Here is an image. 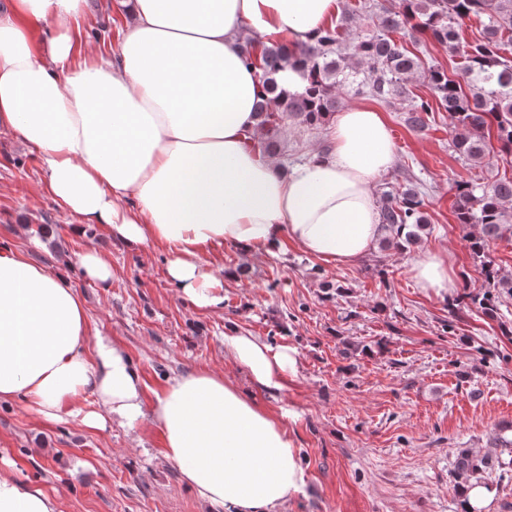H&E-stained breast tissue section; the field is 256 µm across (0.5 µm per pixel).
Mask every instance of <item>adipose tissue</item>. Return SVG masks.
Masks as SVG:
<instances>
[{
	"label": "adipose tissue",
	"instance_id": "ef3b65f1",
	"mask_svg": "<svg viewBox=\"0 0 512 512\" xmlns=\"http://www.w3.org/2000/svg\"><path fill=\"white\" fill-rule=\"evenodd\" d=\"M133 23L105 49L83 47L85 0H8L0 9V131L35 146L53 201L80 224L167 255V276L218 311L231 243L248 255L293 243L328 266L365 256L381 231L373 198L394 161L387 121L358 105L335 114L332 147L290 172L250 147L261 84L241 29L288 44L316 35L339 0H114ZM421 290L448 295L445 252L411 267ZM224 347L277 390L296 359L231 329ZM24 399L46 422L90 430L151 419L163 454L198 497L224 512H279L305 474L281 419L223 375L170 376L153 402L128 352L89 338L71 281L0 247V404ZM0 512H62L42 489L0 473Z\"/></svg>",
	"mask_w": 512,
	"mask_h": 512
}]
</instances>
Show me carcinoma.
<instances>
[{"label": "carcinoma", "mask_w": 512, "mask_h": 512, "mask_svg": "<svg viewBox=\"0 0 512 512\" xmlns=\"http://www.w3.org/2000/svg\"><path fill=\"white\" fill-rule=\"evenodd\" d=\"M370 8L365 0L342 11L308 42L290 49L264 46L246 39V62L258 70L263 94L254 111L260 137L257 147L266 154L280 151L284 119L316 127L340 107L345 95L368 96L391 102L409 101L404 122L414 131L429 126L434 113H448L450 147L464 166L492 167V158L512 156V0H398L395 8H376L373 25L361 23ZM483 23L480 39L465 41V21ZM429 36L448 47L452 71L424 63L398 43L393 34ZM289 66L307 72V85L290 93L278 81ZM424 72L432 98L409 88L410 77ZM456 223L478 227L469 248L480 261L486 284L482 293H466L461 302L486 314L495 311L502 295L512 296V277L503 275L488 256L492 241L512 232V175L492 179H460L454 183ZM425 191L419 183H385L377 206L384 239L382 248L404 250L417 244L426 230ZM498 458L469 449L457 456L456 477L491 471Z\"/></svg>", "instance_id": "cac0c4a2"}]
</instances>
